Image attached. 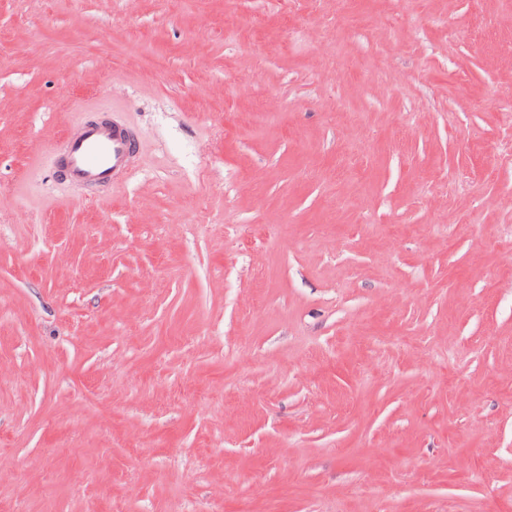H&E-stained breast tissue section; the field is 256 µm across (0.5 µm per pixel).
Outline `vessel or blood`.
Returning a JSON list of instances; mask_svg holds the SVG:
<instances>
[{"label":"vessel or blood","mask_w":512,"mask_h":512,"mask_svg":"<svg viewBox=\"0 0 512 512\" xmlns=\"http://www.w3.org/2000/svg\"><path fill=\"white\" fill-rule=\"evenodd\" d=\"M134 151L135 143L128 132L113 124L93 123L69 140L63 166L72 179L98 185L125 170Z\"/></svg>","instance_id":"b4317fda"}]
</instances>
